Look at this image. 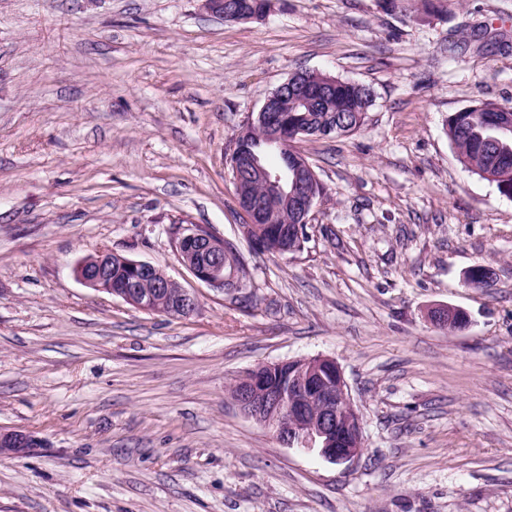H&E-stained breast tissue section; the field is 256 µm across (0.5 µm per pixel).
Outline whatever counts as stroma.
<instances>
[{"label": "stroma", "instance_id": "obj_1", "mask_svg": "<svg viewBox=\"0 0 512 512\" xmlns=\"http://www.w3.org/2000/svg\"><path fill=\"white\" fill-rule=\"evenodd\" d=\"M0 0V512H512V199L448 116L512 106V0L409 19L379 0ZM488 27L485 41L471 28ZM369 87L350 135L292 148L323 186L295 255L254 252L226 159L299 70ZM199 225L253 277L239 304L176 245ZM107 251L197 297L186 318L81 284ZM493 283H465L474 266ZM464 311L448 332L429 312ZM336 359L364 423L346 464L281 444L228 387ZM34 445L35 441L30 435L22 432L2 433L0 431V455L20 457L28 453Z\"/></svg>", "mask_w": 512, "mask_h": 512}]
</instances>
